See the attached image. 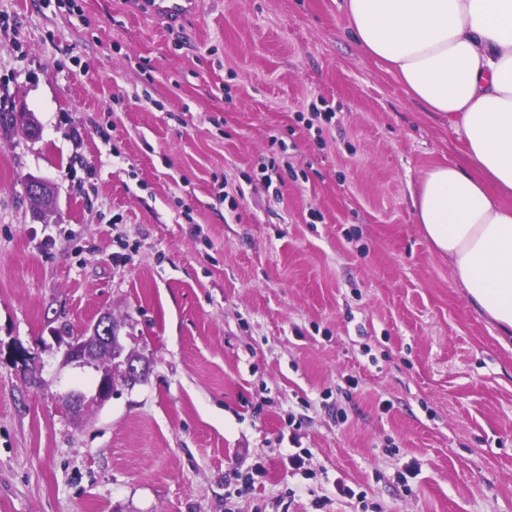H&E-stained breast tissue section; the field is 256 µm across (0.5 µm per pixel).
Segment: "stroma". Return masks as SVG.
<instances>
[{"label":"stroma","instance_id":"1","mask_svg":"<svg viewBox=\"0 0 512 512\" xmlns=\"http://www.w3.org/2000/svg\"><path fill=\"white\" fill-rule=\"evenodd\" d=\"M199 2L0 0V113L42 127H0V512H512V341L411 200L458 135L342 0ZM104 317L149 371L98 402L118 361L66 351ZM196 3V0H147L145 6L149 14L174 23L191 13Z\"/></svg>","mask_w":512,"mask_h":512}]
</instances>
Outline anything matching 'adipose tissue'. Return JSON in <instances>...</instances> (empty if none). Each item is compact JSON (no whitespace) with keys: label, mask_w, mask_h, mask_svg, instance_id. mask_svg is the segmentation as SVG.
<instances>
[{"label":"adipose tissue","mask_w":512,"mask_h":512,"mask_svg":"<svg viewBox=\"0 0 512 512\" xmlns=\"http://www.w3.org/2000/svg\"><path fill=\"white\" fill-rule=\"evenodd\" d=\"M348 29L406 94L447 119L469 168L436 164L413 195L471 305L512 331V0H344Z\"/></svg>","instance_id":"ef3b65f1"}]
</instances>
